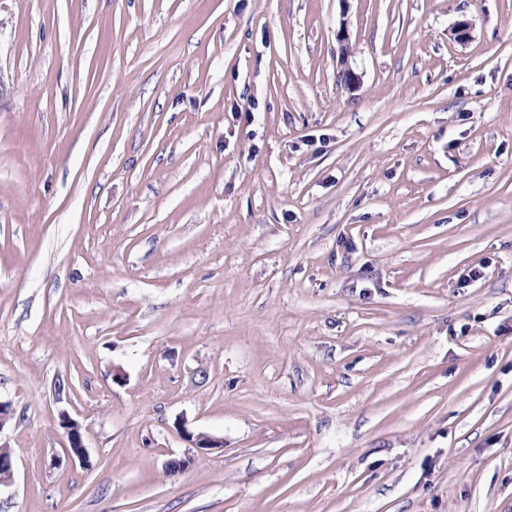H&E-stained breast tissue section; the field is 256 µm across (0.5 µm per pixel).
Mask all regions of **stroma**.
Instances as JSON below:
<instances>
[{
	"mask_svg": "<svg viewBox=\"0 0 512 512\" xmlns=\"http://www.w3.org/2000/svg\"><path fill=\"white\" fill-rule=\"evenodd\" d=\"M0 401V512H512V0H0ZM60 426L66 434L69 443L67 450L72 458L77 459L80 463H86V446L80 424L69 415L61 414ZM176 428L179 434L189 443H191L193 448H196L200 452L209 451L213 448H220L224 445V440L220 437L207 434V433H198L194 434L189 432L184 423L178 422L176 424Z\"/></svg>",
	"mask_w": 512,
	"mask_h": 512,
	"instance_id": "1",
	"label": "stroma"
}]
</instances>
